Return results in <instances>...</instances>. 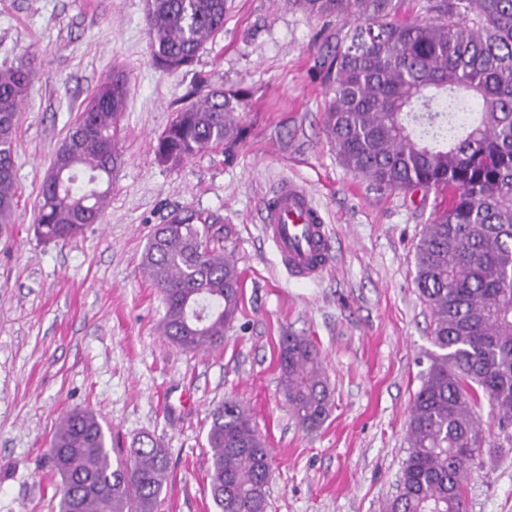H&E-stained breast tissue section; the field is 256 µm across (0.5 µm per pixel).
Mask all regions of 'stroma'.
<instances>
[{"instance_id":"obj_1","label":"stroma","mask_w":512,"mask_h":512,"mask_svg":"<svg viewBox=\"0 0 512 512\" xmlns=\"http://www.w3.org/2000/svg\"><path fill=\"white\" fill-rule=\"evenodd\" d=\"M224 30L177 72L150 53L145 0H0V65L42 60L14 141L19 203L0 230V512H58L50 441L76 409L97 413L120 447L153 438L169 479L160 512H216L206 433L233 397L271 453L267 512H381L398 493L407 419L436 348L414 283L420 234L443 199L376 188L340 163L323 128V60L348 30L285 0H227ZM128 81L120 160L100 223L62 243L34 229L41 185L95 89ZM250 93L234 159L206 149L160 163L158 136L199 80ZM291 179L319 204L332 264L316 282L288 277L260 212ZM207 218L241 271L239 312L221 347L185 352L161 334L163 298L142 257L177 210ZM292 333L320 353L332 391L302 429L280 386L278 344ZM482 468L466 512H512V447L488 403L478 410Z\"/></svg>"}]
</instances>
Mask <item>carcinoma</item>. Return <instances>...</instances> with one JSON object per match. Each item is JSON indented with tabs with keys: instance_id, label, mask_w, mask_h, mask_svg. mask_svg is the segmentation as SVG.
<instances>
[{
	"instance_id": "cac0c4a2",
	"label": "carcinoma",
	"mask_w": 512,
	"mask_h": 512,
	"mask_svg": "<svg viewBox=\"0 0 512 512\" xmlns=\"http://www.w3.org/2000/svg\"><path fill=\"white\" fill-rule=\"evenodd\" d=\"M289 4L357 20L326 68L333 97L324 129L341 164L379 189L448 191V207L425 225L414 255L439 352L415 394L398 494L383 512H463V482L482 456L481 398L512 444V0H425L424 22L398 20L393 0ZM225 9L226 0H146L155 64L170 73L189 66L223 31ZM38 74L33 55L0 68L1 225L13 223L17 207L13 143ZM198 95L158 137L159 161L175 165L218 146L231 152L242 139L243 93ZM126 100L124 78L100 84L56 151L35 217L43 239L67 242L99 222ZM193 220L158 225L142 258L166 306L162 336L188 352L224 342L241 293L237 260L215 244L212 225ZM278 364L296 422L319 427L331 391L318 351L286 334ZM206 441L219 512H267L270 450L250 410L225 399L211 412ZM50 453L59 512H159L168 481L160 443L115 452L99 417L75 410L56 428Z\"/></svg>"
}]
</instances>
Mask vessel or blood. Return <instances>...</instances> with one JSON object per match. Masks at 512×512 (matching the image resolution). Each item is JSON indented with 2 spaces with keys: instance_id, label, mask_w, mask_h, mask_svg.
Segmentation results:
<instances>
[{
  "instance_id": "vessel-or-blood-1",
  "label": "vessel or blood",
  "mask_w": 512,
  "mask_h": 512,
  "mask_svg": "<svg viewBox=\"0 0 512 512\" xmlns=\"http://www.w3.org/2000/svg\"><path fill=\"white\" fill-rule=\"evenodd\" d=\"M261 221L265 237L274 245L290 277L320 280L330 266L327 226L310 192L286 180L265 204Z\"/></svg>"
}]
</instances>
